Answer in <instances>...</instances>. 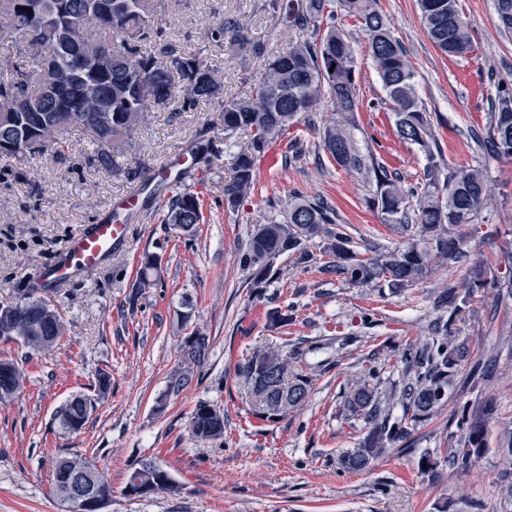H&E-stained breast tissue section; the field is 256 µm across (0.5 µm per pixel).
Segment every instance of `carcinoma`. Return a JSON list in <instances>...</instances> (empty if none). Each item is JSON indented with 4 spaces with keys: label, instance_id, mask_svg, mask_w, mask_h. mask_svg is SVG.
Segmentation results:
<instances>
[{
    "label": "carcinoma",
    "instance_id": "obj_1",
    "mask_svg": "<svg viewBox=\"0 0 512 512\" xmlns=\"http://www.w3.org/2000/svg\"><path fill=\"white\" fill-rule=\"evenodd\" d=\"M109 14L101 12L99 0H0V124H21L26 137L18 148L0 145V159L24 164L46 146L65 143L73 129L86 131L83 116L99 118L91 138L97 144L96 167H117L114 152L133 146L146 113L155 107L179 105L178 111L201 103L221 100L224 135L242 134L237 144L232 173L224 180V204L235 209L243 204L255 185L257 159L273 144L286 138L300 115L330 101L334 117L320 133L329 157L340 167L363 173L372 190L366 206L383 223L409 234L395 249L362 257L352 238L337 223L336 211L319 198L294 194L288 200L286 218L258 224L239 263L250 272L253 288L261 290L280 274L269 263L286 255L301 268L334 273L356 286H386L400 290L413 286L433 273L436 259L454 261L465 255L463 241L448 236V227L473 224L489 199L487 179L479 167L448 169L442 174V156L436 127L416 93L415 73L403 44L394 36L388 17L378 0H269L267 7L282 21L311 36L288 43V49L265 63L251 95L245 99H223V84L201 50L172 49L157 55L147 44L164 37L160 25V0H106ZM421 21L435 47L448 56L470 52L467 23L458 0H417ZM359 19L367 36L369 54L386 92L397 136L418 147L426 158L423 176L412 191L401 185L398 173L369 149L361 152L350 128L356 125L354 49L345 32L321 23L335 18V8ZM499 27L512 33V0H496ZM74 34L73 49L89 65L86 76H72L73 58L60 54L56 74L45 71V54L55 47L61 27ZM214 45L224 40L250 47L256 57L265 56L264 44L250 40L240 21L222 17L208 35ZM486 142L501 157L512 158V83L499 81L492 112L486 125ZM199 193L185 188L171 196L164 223L193 232L201 223ZM318 248L313 252L311 247ZM161 267L159 255L140 257L136 287L155 284ZM0 339H21L26 348L43 353L52 350L64 333L63 321L44 298L30 293L0 309ZM435 337L406 355V377L401 386L391 384L376 394L360 392L346 404V411L360 415L366 431L355 448L341 452L337 464L346 471H361L387 451V446L405 438L407 424H418L445 403L454 369L467 353V344L448 335ZM209 347L200 331L182 346L180 365L171 374L169 390L178 393L192 380ZM256 398L255 415L275 421L288 409L304 403L309 381L288 370L278 351L254 356L243 369ZM17 393L22 371L14 360H0V389ZM403 407L401 418L392 417L395 404ZM96 410V399L84 394L69 397L56 411L55 421L64 433L76 434ZM491 401L462 413L458 447L448 449V467L453 473L467 471L485 444L487 426L494 419ZM193 436L214 441L224 436V412L199 402L190 417ZM97 479L98 491L108 498L112 486L103 472L85 457H59L53 466L54 490L68 512H85L71 495L67 481L72 473ZM175 491L167 470L147 460L127 478L129 496L147 497Z\"/></svg>",
    "mask_w": 512,
    "mask_h": 512
}]
</instances>
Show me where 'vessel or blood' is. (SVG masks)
<instances>
[{
    "instance_id": "obj_1",
    "label": "vessel or blood",
    "mask_w": 512,
    "mask_h": 512,
    "mask_svg": "<svg viewBox=\"0 0 512 512\" xmlns=\"http://www.w3.org/2000/svg\"><path fill=\"white\" fill-rule=\"evenodd\" d=\"M141 191H133L121 202L122 216L140 209ZM120 220L105 219L97 224L85 225L72 236L56 260L41 268L33 277L35 287L55 288L62 283L103 265L123 247L127 226Z\"/></svg>"
}]
</instances>
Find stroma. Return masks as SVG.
Masks as SVG:
<instances>
[{"label":"stroma","instance_id":"stroma-1","mask_svg":"<svg viewBox=\"0 0 512 512\" xmlns=\"http://www.w3.org/2000/svg\"><path fill=\"white\" fill-rule=\"evenodd\" d=\"M458 2L472 48L454 58L432 43L416 0H379L407 51L423 106L441 116V168L481 167L492 197L478 223L451 229L465 242L464 258L437 266L400 293L307 272L284 256L277 262L279 278L258 295L239 264L255 225L282 220L295 192L331 205L358 253L399 245L400 236L365 204L367 180L337 166L323 150L318 128L330 113L324 104L294 127L297 146L279 145L284 157L300 149V159L257 168L254 190L236 210L225 206L223 194L236 149L224 140L215 102L188 112H151L115 174L87 164L96 146L78 131L67 135L65 148L37 153L24 167L0 162L4 303L26 296L33 274L55 261L80 226L96 223L137 188L145 169L191 167L186 182L199 188L203 204V222L188 235L164 225L169 199L158 195L147 216L130 220L121 254L46 292L65 326L53 350L31 355L18 341L0 340V359L20 361L25 371L21 391L0 402V512H66L53 490V462L75 455L95 463L112 485L102 512H512V499L501 492L500 451L501 430L512 426V292L505 287L512 279V159L478 148L470 138L486 127L497 82L512 80V34L500 29L495 0ZM266 3L162 0V43L203 50L226 97L249 95L262 61L244 48L219 50L206 33L215 18L235 16L251 39L265 42L267 55H276L290 34ZM335 24L356 53L355 141L362 150L388 142L383 160L404 187H413L426 159L395 135L357 19L341 13ZM146 251L161 255L162 269L155 286L138 289L139 258ZM476 264L485 272L484 287L458 312L436 308L437 297L461 285ZM187 298L192 318L181 327L177 320ZM288 305L295 309L294 324L270 326L268 312ZM449 315L469 354L454 372L445 405L367 469H339V453L356 447L364 434L363 421L342 411L346 397L401 381L404 351L429 342L434 321ZM196 330L208 336L209 349L192 382L168 394L184 339ZM270 348L309 379L310 389L303 406L264 422L251 414L242 370ZM103 372L111 386L102 394L97 377ZM80 393L96 398L97 409L81 432L61 433L53 415ZM161 398L167 406L160 412ZM488 399L496 415L487 446L468 475L452 476L446 455L460 436L458 416ZM202 401L223 410V439L203 443L192 435L190 415ZM148 459L170 473L175 491L126 495L128 473Z\"/></svg>","mask_w":512,"mask_h":512}]
</instances>
